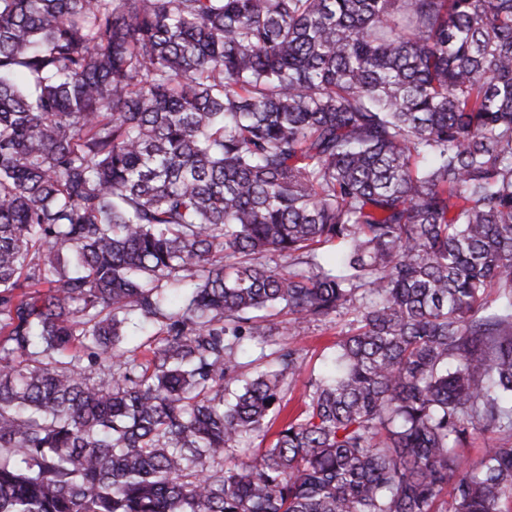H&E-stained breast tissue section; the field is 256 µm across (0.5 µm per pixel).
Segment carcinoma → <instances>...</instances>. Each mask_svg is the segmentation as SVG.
I'll return each instance as SVG.
<instances>
[{
	"label": "carcinoma",
	"mask_w": 512,
	"mask_h": 512,
	"mask_svg": "<svg viewBox=\"0 0 512 512\" xmlns=\"http://www.w3.org/2000/svg\"><path fill=\"white\" fill-rule=\"evenodd\" d=\"M0 512H512V0H0ZM347 317L338 318L335 323L309 322L303 325L298 336H288L283 333L274 335L265 345V353L270 354L288 344L303 348L304 366L296 380L294 397L300 391L311 375L318 374L323 368L325 358L330 355V347L341 337L340 333L347 330Z\"/></svg>",
	"instance_id": "1"
}]
</instances>
